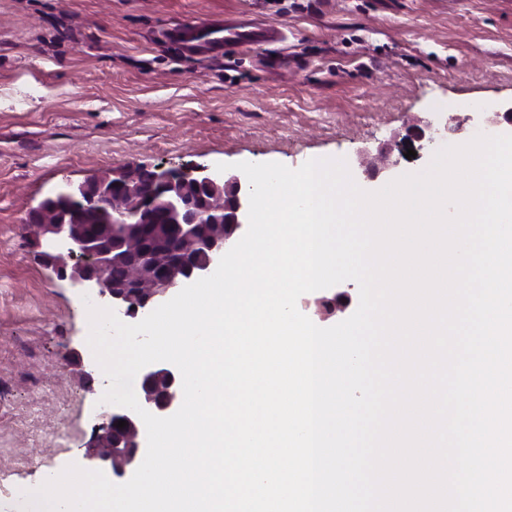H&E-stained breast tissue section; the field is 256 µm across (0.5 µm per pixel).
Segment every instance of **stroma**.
I'll list each match as a JSON object with an SVG mask.
<instances>
[{
    "label": "stroma",
    "instance_id": "35a3bbf8",
    "mask_svg": "<svg viewBox=\"0 0 512 512\" xmlns=\"http://www.w3.org/2000/svg\"><path fill=\"white\" fill-rule=\"evenodd\" d=\"M252 17L280 42L217 56L157 39L177 23ZM512 106V0H0V503L82 464L109 380L81 293L31 243L29 213L67 183L128 166L344 159L375 192L413 126L455 143Z\"/></svg>",
    "mask_w": 512,
    "mask_h": 512
}]
</instances>
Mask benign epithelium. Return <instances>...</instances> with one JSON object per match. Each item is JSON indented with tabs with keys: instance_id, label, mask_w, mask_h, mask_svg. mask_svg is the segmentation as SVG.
Listing matches in <instances>:
<instances>
[{
	"instance_id": "1",
	"label": "benign epithelium",
	"mask_w": 512,
	"mask_h": 512,
	"mask_svg": "<svg viewBox=\"0 0 512 512\" xmlns=\"http://www.w3.org/2000/svg\"><path fill=\"white\" fill-rule=\"evenodd\" d=\"M457 128L444 125L415 127L399 142L400 156L407 149L419 151L421 141L430 142L446 134H454ZM147 169L129 167L112 173L115 185L127 188L139 187L142 174ZM152 191L137 194L131 199L126 211L112 220V232L103 242H92L82 233L81 225L65 221L41 224L32 234V241L40 249V255L62 278L82 294L100 299L125 319L141 320L154 307L166 301L171 293L186 286L197 278L210 273L221 257L237 242L242 226L248 223L249 190L242 188L237 175L215 176L204 166H197L189 172L174 169H157L150 172ZM205 188L216 196H225L222 206L201 202L203 195L193 194L196 189ZM73 199L85 208L107 205L110 193L98 185L95 193L87 192L80 186ZM163 205L169 224L173 225L181 240L184 251L198 253L205 261L198 262L187 257L171 266L165 275L154 276L155 251L146 249L140 253L139 264L154 278L147 288L140 285H110L106 281L109 266L127 256L126 250L131 237L145 224L152 210ZM183 394L180 372L169 362H155L142 370L139 404L148 412L167 417L174 414L182 403ZM127 422L118 432L112 431V423ZM146 429L143 421L133 411L114 406L102 419L94 422L84 460L87 465L124 479L134 474L146 454Z\"/></svg>"
}]
</instances>
